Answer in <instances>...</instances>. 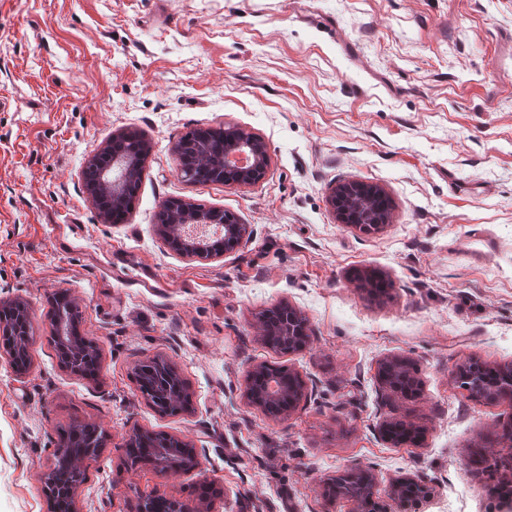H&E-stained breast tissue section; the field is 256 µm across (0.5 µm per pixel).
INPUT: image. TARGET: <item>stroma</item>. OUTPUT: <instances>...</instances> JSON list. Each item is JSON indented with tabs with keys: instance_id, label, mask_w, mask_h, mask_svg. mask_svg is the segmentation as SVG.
I'll use <instances>...</instances> for the list:
<instances>
[{
	"instance_id": "stroma-1",
	"label": "stroma",
	"mask_w": 512,
	"mask_h": 512,
	"mask_svg": "<svg viewBox=\"0 0 512 512\" xmlns=\"http://www.w3.org/2000/svg\"><path fill=\"white\" fill-rule=\"evenodd\" d=\"M232 127L268 146L251 184L191 183L173 147ZM151 145L126 223L103 221L83 170L113 134ZM373 184L393 208L380 231L340 223L331 199ZM181 200L234 215L252 234L212 258L175 249L157 214ZM390 284L371 297L362 276ZM73 301L100 369L63 368L50 312ZM0 300L23 302L30 366L0 346V512H51L46 481L64 434L104 431L78 512H139L143 497L207 512H368L325 484L376 466L429 480L424 512H491L512 471L487 454L512 401L456 382L474 359L512 366V0H0ZM305 319L297 351L268 347L259 313ZM407 361L406 399L380 380ZM165 360L190 405L166 415L135 369ZM278 364L304 396L286 418L247 397ZM410 420L416 445L387 440ZM138 432L197 451L162 474L130 466Z\"/></svg>"
}]
</instances>
